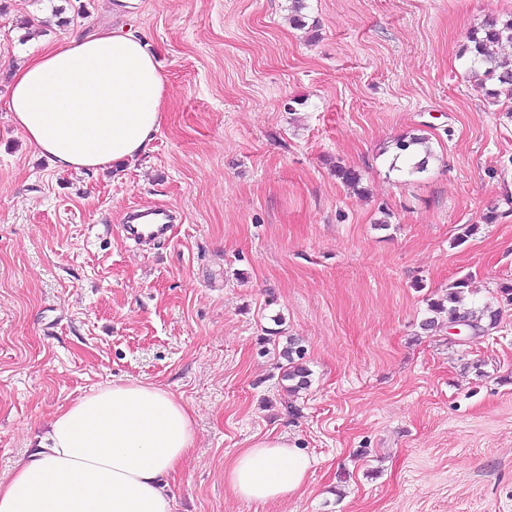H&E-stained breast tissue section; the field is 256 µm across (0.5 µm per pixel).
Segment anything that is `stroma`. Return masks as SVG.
<instances>
[{
    "label": "stroma",
    "instance_id": "35a3bbf8",
    "mask_svg": "<svg viewBox=\"0 0 512 512\" xmlns=\"http://www.w3.org/2000/svg\"><path fill=\"white\" fill-rule=\"evenodd\" d=\"M290 5L0 0V472L59 409L136 380L193 413L174 512H512V118L461 54L512 0H306V30ZM112 26L156 52L162 125L132 164L60 169L14 125L10 69ZM414 134L427 171L391 169ZM160 206L181 214L168 241L127 240V212ZM460 278L467 306L502 310L463 343L448 316L420 327ZM275 330L312 372L295 396ZM280 435L312 458L306 486L239 498L225 467ZM393 145L394 155L390 164L391 169L399 171V169H396V163L400 158L407 161L408 174L422 173L427 169L432 158V150L425 137L412 135L397 139ZM415 146H421L423 148L422 152L415 150L413 148Z\"/></svg>",
    "mask_w": 512,
    "mask_h": 512
}]
</instances>
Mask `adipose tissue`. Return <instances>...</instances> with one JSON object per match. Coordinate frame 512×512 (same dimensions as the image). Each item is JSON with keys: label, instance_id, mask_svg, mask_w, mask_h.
Returning a JSON list of instances; mask_svg holds the SVG:
<instances>
[{"label": "adipose tissue", "instance_id": "obj_1", "mask_svg": "<svg viewBox=\"0 0 512 512\" xmlns=\"http://www.w3.org/2000/svg\"><path fill=\"white\" fill-rule=\"evenodd\" d=\"M167 81L148 44L103 29L17 66L8 109L62 169H103L146 152L162 124ZM195 444L190 409L163 386H99L60 409L45 441L0 473V512H173L170 483ZM311 459L287 436L240 449L224 477L265 504L304 488Z\"/></svg>", "mask_w": 512, "mask_h": 512}]
</instances>
